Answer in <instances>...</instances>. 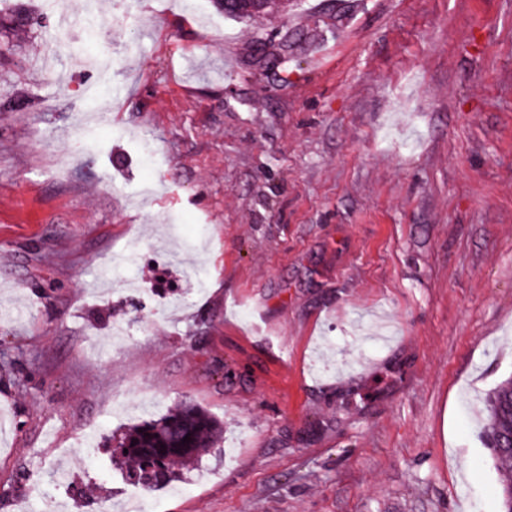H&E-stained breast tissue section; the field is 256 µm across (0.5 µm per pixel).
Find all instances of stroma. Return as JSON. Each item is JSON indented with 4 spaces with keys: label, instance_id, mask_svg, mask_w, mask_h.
I'll use <instances>...</instances> for the list:
<instances>
[{
    "label": "stroma",
    "instance_id": "35a3bbf8",
    "mask_svg": "<svg viewBox=\"0 0 512 512\" xmlns=\"http://www.w3.org/2000/svg\"><path fill=\"white\" fill-rule=\"evenodd\" d=\"M18 13L0 512H121L112 437L183 402L224 437L143 512H500L479 427L512 376V0L247 22L213 0H0ZM87 15L107 70L84 65ZM284 37L267 68L256 45ZM84 109L106 125L75 132Z\"/></svg>",
    "mask_w": 512,
    "mask_h": 512
}]
</instances>
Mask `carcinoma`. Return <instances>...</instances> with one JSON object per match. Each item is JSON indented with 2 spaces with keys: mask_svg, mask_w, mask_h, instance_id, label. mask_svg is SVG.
Returning <instances> with one entry per match:
<instances>
[{
  "mask_svg": "<svg viewBox=\"0 0 512 512\" xmlns=\"http://www.w3.org/2000/svg\"><path fill=\"white\" fill-rule=\"evenodd\" d=\"M224 15L247 19L258 15L245 2L237 5L216 0ZM486 417L481 437L497 466L512 462V450L501 448L498 441L512 434V377L502 381L485 398ZM222 422L202 408L182 403L156 420L129 428L116 444L122 448L118 461L125 465L128 481L143 489L166 485L179 475L176 463L191 464L222 440ZM190 442L185 443V436Z\"/></svg>",
  "mask_w": 512,
  "mask_h": 512,
  "instance_id": "1",
  "label": "carcinoma"
}]
</instances>
